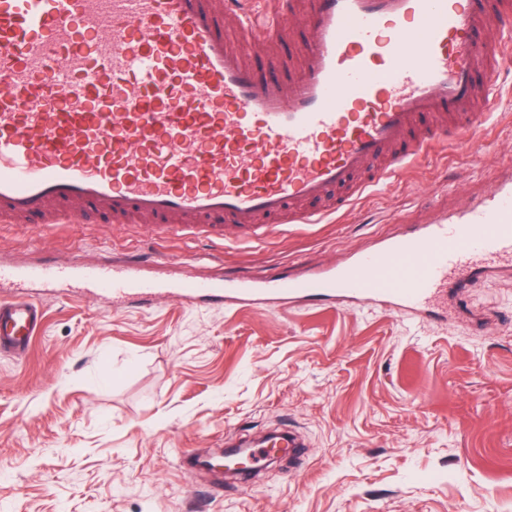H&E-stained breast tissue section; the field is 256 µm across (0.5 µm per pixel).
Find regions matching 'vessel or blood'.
Returning a JSON list of instances; mask_svg holds the SVG:
<instances>
[{
    "instance_id": "obj_1",
    "label": "vessel or blood",
    "mask_w": 512,
    "mask_h": 512,
    "mask_svg": "<svg viewBox=\"0 0 512 512\" xmlns=\"http://www.w3.org/2000/svg\"><path fill=\"white\" fill-rule=\"evenodd\" d=\"M0 0V224L149 222L220 245L319 224L438 143L464 141L512 60V0ZM238 31L224 33L225 15ZM306 37L296 65L268 53ZM512 266V187L416 224L341 266L161 283L123 256L5 264L0 282L65 279L135 308L165 292L224 306L369 302L413 318ZM43 310L0 299V352L26 358ZM275 431L237 473L296 453Z\"/></svg>"
}]
</instances>
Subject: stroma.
I'll return each mask as SVG.
<instances>
[{
  "instance_id": "1",
  "label": "stroma",
  "mask_w": 512,
  "mask_h": 512,
  "mask_svg": "<svg viewBox=\"0 0 512 512\" xmlns=\"http://www.w3.org/2000/svg\"><path fill=\"white\" fill-rule=\"evenodd\" d=\"M491 116L343 212L213 246L148 225L0 224V261L89 264L150 250L156 279H263L346 261L512 181V64ZM44 312L25 360L0 356V512H512V269L440 319L373 303L260 309L168 295L131 308L65 282L0 284ZM288 427L303 461L252 486L182 457Z\"/></svg>"
}]
</instances>
